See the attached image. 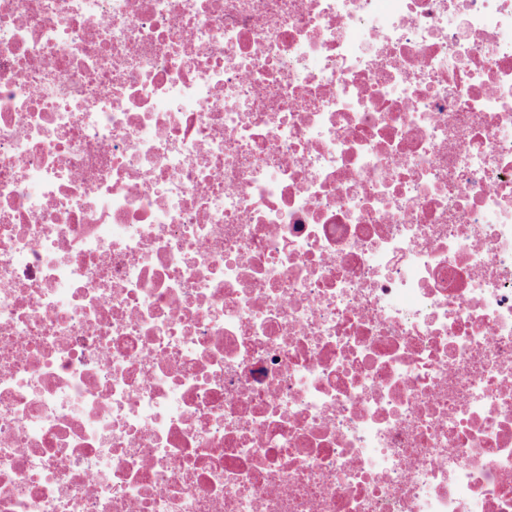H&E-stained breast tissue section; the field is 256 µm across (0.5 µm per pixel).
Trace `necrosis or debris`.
Listing matches in <instances>:
<instances>
[{"label": "necrosis or debris", "instance_id": "4bbe7bcc", "mask_svg": "<svg viewBox=\"0 0 512 512\" xmlns=\"http://www.w3.org/2000/svg\"><path fill=\"white\" fill-rule=\"evenodd\" d=\"M0 512H512V0H0Z\"/></svg>", "mask_w": 512, "mask_h": 512}]
</instances>
